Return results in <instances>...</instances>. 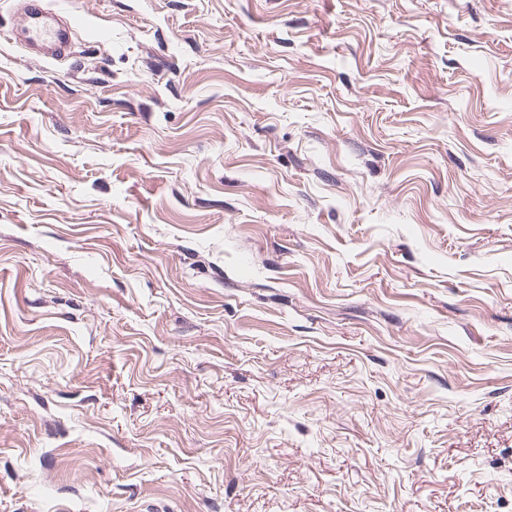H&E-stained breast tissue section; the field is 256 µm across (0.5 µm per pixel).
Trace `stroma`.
<instances>
[{
	"instance_id": "stroma-1",
	"label": "stroma",
	"mask_w": 512,
	"mask_h": 512,
	"mask_svg": "<svg viewBox=\"0 0 512 512\" xmlns=\"http://www.w3.org/2000/svg\"><path fill=\"white\" fill-rule=\"evenodd\" d=\"M0 0V512H512V0ZM44 0H27L14 34L33 57L42 60H59L71 50V22L62 24L61 17Z\"/></svg>"
}]
</instances>
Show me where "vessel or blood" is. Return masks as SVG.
Here are the masks:
<instances>
[{
  "mask_svg": "<svg viewBox=\"0 0 512 512\" xmlns=\"http://www.w3.org/2000/svg\"><path fill=\"white\" fill-rule=\"evenodd\" d=\"M72 31L44 0H26L14 38L33 57L59 60L70 53Z\"/></svg>",
  "mask_w": 512,
  "mask_h": 512,
  "instance_id": "1",
  "label": "vessel or blood"
}]
</instances>
